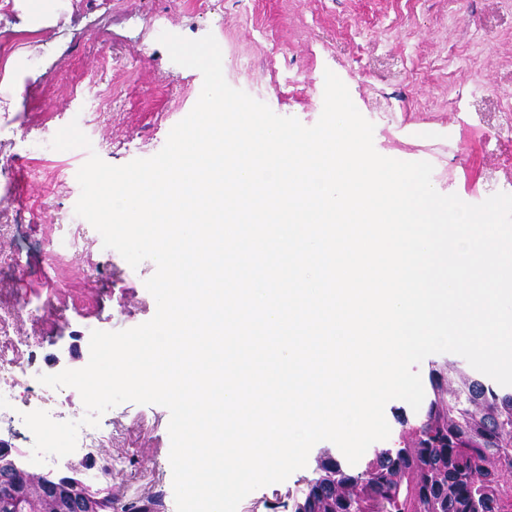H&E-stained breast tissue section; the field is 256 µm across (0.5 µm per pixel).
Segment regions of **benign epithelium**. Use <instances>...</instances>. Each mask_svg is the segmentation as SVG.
<instances>
[{
	"mask_svg": "<svg viewBox=\"0 0 512 512\" xmlns=\"http://www.w3.org/2000/svg\"><path fill=\"white\" fill-rule=\"evenodd\" d=\"M101 461L98 470L101 483L92 485L82 477V470L90 465L81 463L69 467L67 473H56L30 468L22 461V452L11 441L0 437V498L18 509L26 492L39 502L48 505L43 512H112V475ZM125 512H165L163 495L130 499Z\"/></svg>",
	"mask_w": 512,
	"mask_h": 512,
	"instance_id": "7a95c632",
	"label": "benign epithelium"
}]
</instances>
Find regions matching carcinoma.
I'll return each instance as SVG.
<instances>
[{"label": "carcinoma", "mask_w": 512, "mask_h": 512, "mask_svg": "<svg viewBox=\"0 0 512 512\" xmlns=\"http://www.w3.org/2000/svg\"><path fill=\"white\" fill-rule=\"evenodd\" d=\"M431 394L415 424L399 419V448L374 452L353 473L326 455L305 512H512V386L433 363Z\"/></svg>", "instance_id": "1"}]
</instances>
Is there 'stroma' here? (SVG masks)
<instances>
[{"instance_id": "obj_1", "label": "stroma", "mask_w": 512, "mask_h": 512, "mask_svg": "<svg viewBox=\"0 0 512 512\" xmlns=\"http://www.w3.org/2000/svg\"><path fill=\"white\" fill-rule=\"evenodd\" d=\"M53 27L25 31L17 13L0 30V67L16 65L0 86V155L16 157L0 185L27 174L37 215L13 197L0 198V310L15 313L11 334L42 337L46 371L87 364L92 331H121L150 320L156 302L144 282L153 261L131 269L89 230L79 257L45 260L46 239L58 237L75 208L73 174L85 155L28 154L31 140L54 136L83 113L71 74L99 76L108 55L114 110L87 113L85 130L101 158L120 166L158 153L170 130L196 104L201 73L173 63L155 27L188 39L213 34L224 49L227 83L281 116L314 125L323 109L324 72L347 86L374 125V147L386 157L432 164L442 193L478 204L512 194V7L504 0H64ZM119 429L103 448L125 462L112 484L124 498L163 493L176 512L169 411L125 402L104 414ZM343 454L331 442L311 449L305 468L246 496L239 512H269L293 502L317 478L321 453Z\"/></svg>"}]
</instances>
